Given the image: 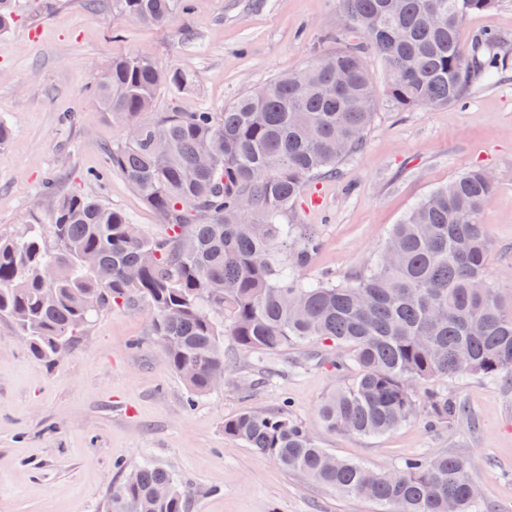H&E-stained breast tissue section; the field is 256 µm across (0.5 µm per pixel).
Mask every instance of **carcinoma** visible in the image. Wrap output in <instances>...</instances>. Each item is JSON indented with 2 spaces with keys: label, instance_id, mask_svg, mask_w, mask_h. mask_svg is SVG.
Segmentation results:
<instances>
[{
  "label": "carcinoma",
  "instance_id": "carcinoma-1",
  "mask_svg": "<svg viewBox=\"0 0 512 512\" xmlns=\"http://www.w3.org/2000/svg\"><path fill=\"white\" fill-rule=\"evenodd\" d=\"M500 0H341L351 23L341 47L277 76L224 106L151 120L159 90L186 77L151 55L112 58L94 91L106 115L130 125L107 159L162 220L153 238L120 209L87 194L54 199L51 222L35 218L0 235V319L47 367L112 305L146 302L150 333L195 399L224 373V324L250 354L280 353L310 339L348 347L336 369L352 383L329 395L319 416L332 432L376 437L410 421L418 387L434 377L512 378V289L487 276L491 245L479 216L497 181L471 169L418 202L393 226L374 262L343 281L305 280L300 270L320 237L287 224L288 204L308 183L336 173L358 150L375 107L363 61L380 59L399 112L462 102L508 66L495 35L465 48L466 19ZM150 26L191 10L188 0H112ZM429 422L460 414L447 395L425 396ZM224 434L378 512H480L471 459L407 458L383 473L322 448L288 412L246 411ZM189 490L172 472L144 463L109 491L104 512H186Z\"/></svg>",
  "mask_w": 512,
  "mask_h": 512
}]
</instances>
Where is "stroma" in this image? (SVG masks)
<instances>
[{"instance_id":"1","label":"stroma","mask_w":512,"mask_h":512,"mask_svg":"<svg viewBox=\"0 0 512 512\" xmlns=\"http://www.w3.org/2000/svg\"><path fill=\"white\" fill-rule=\"evenodd\" d=\"M15 22L0 33V121L13 128L0 149V233L32 215L48 219L42 184L92 194L125 211L150 236L159 217L107 165V148L128 129L93 96L94 70L112 57L146 52L188 77L163 88L153 112L223 111L241 94L299 70L329 49L324 36L343 25L338 0H195L162 27L118 14L112 0H15ZM494 34L512 46V0L467 18L461 38ZM364 63L377 104L362 147L334 176L312 180L285 220L307 224L322 248L303 268L316 280L365 268L392 225L434 189L473 168L495 175L497 190L480 221L491 242L487 268L512 288V64L461 103L393 109L380 61ZM146 303L100 314L54 367L42 366L13 328L0 322V512H102L120 468L150 461L191 484L187 512H377L224 433L247 410L288 411L337 457L382 470L411 456L471 458L482 512H512V383L479 376L436 377L421 393L443 392L466 416L428 424L425 407L379 438L327 431L321 402L347 386L334 362L345 347L312 340L268 356L279 367L257 383L251 354L225 337L224 384L190 400L182 379L149 334Z\"/></svg>"}]
</instances>
